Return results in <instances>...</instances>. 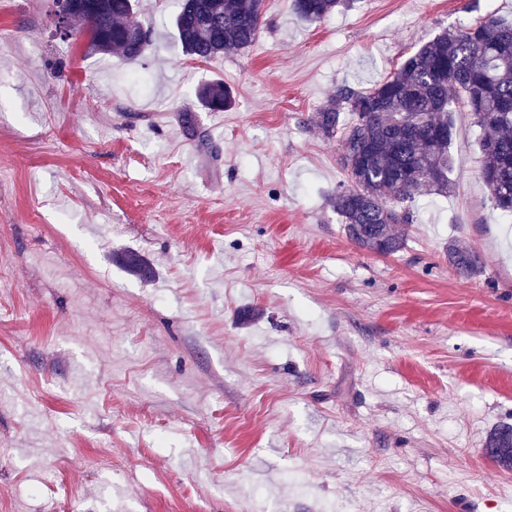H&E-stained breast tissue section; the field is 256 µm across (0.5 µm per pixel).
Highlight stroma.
<instances>
[{"instance_id":"stroma-1","label":"stroma","mask_w":512,"mask_h":512,"mask_svg":"<svg viewBox=\"0 0 512 512\" xmlns=\"http://www.w3.org/2000/svg\"><path fill=\"white\" fill-rule=\"evenodd\" d=\"M51 11L0 0V512H512L482 453L512 424V215L470 113L393 255L347 238L341 148L313 125L512 0H348L316 24L264 0L258 40L207 62L173 0H138L136 62ZM213 80L230 110L200 107ZM451 243L483 272L459 278Z\"/></svg>"}]
</instances>
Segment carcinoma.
<instances>
[{"mask_svg":"<svg viewBox=\"0 0 512 512\" xmlns=\"http://www.w3.org/2000/svg\"><path fill=\"white\" fill-rule=\"evenodd\" d=\"M340 5L341 0H292L293 11L309 23ZM262 7L263 0H181L174 29L183 52L209 61L251 46L261 29ZM136 8L135 0H100L89 13L75 4L63 17L54 14V24L64 38L86 35L91 53L137 61L150 46L151 32ZM198 101L208 111H222L232 105V95L215 81L199 89ZM459 102L482 131L481 177L493 206L512 213V23L489 14L451 30L422 45L371 89L338 88L316 114L314 126L341 145L349 184L336 192L334 203L347 237L360 248L401 251L406 236L397 225L413 222L416 196L448 194L452 112ZM445 257L463 279L482 272L475 250L450 243ZM484 447L497 464L512 468V424L494 428Z\"/></svg>","mask_w":512,"mask_h":512,"instance_id":"obj_1","label":"carcinoma"}]
</instances>
